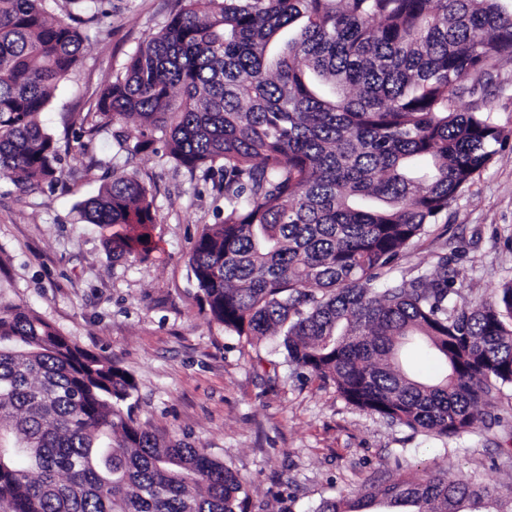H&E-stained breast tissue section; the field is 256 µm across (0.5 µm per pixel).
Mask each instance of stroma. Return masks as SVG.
<instances>
[{
	"label": "stroma",
	"instance_id": "stroma-1",
	"mask_svg": "<svg viewBox=\"0 0 512 512\" xmlns=\"http://www.w3.org/2000/svg\"><path fill=\"white\" fill-rule=\"evenodd\" d=\"M80 67L60 85L44 126L62 149L63 179L23 190L0 180V309L24 306L79 347L127 371L135 419L207 449L248 483L249 512H315L338 492L425 470L466 475L512 494V388L492 390L482 420L459 438L426 437L347 404L335 387L283 363L277 337L250 341L212 321L191 272L195 239L221 223V177L176 166L163 143L137 154L116 140L135 123L85 130L98 86L159 31L177 0H111ZM484 104L512 132V63H501ZM155 199L149 254L113 259L109 230L82 203L112 170ZM447 255L458 302L512 280V139L476 173L390 277L432 269Z\"/></svg>",
	"mask_w": 512,
	"mask_h": 512
}]
</instances>
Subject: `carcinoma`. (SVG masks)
I'll return each mask as SVG.
<instances>
[{"mask_svg":"<svg viewBox=\"0 0 512 512\" xmlns=\"http://www.w3.org/2000/svg\"><path fill=\"white\" fill-rule=\"evenodd\" d=\"M0 0V178L61 175L40 115L78 65L104 0ZM95 93L99 123L138 122L188 169L223 177L224 220L194 242L211 318L280 338L286 362L351 406L439 438L467 434L494 387H512V280L460 304L448 257L376 282L512 135L479 100L512 62L508 0H177ZM121 258L150 251L156 207L112 174L82 204ZM439 372L418 380L404 350ZM134 379L23 307L0 310V512H246L247 484L204 448L123 410ZM512 512V496L432 472L316 512Z\"/></svg>","mask_w":512,"mask_h":512,"instance_id":"1","label":"carcinoma"}]
</instances>
